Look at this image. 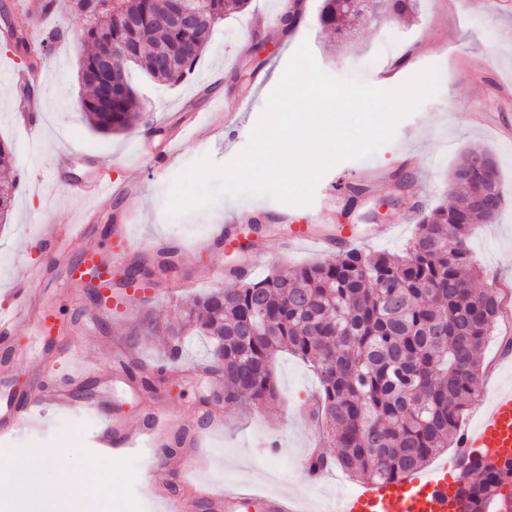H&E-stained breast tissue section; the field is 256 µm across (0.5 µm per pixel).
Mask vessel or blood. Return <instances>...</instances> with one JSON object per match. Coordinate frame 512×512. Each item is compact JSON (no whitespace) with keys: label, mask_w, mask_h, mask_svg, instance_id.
<instances>
[{"label":"vessel or blood","mask_w":512,"mask_h":512,"mask_svg":"<svg viewBox=\"0 0 512 512\" xmlns=\"http://www.w3.org/2000/svg\"><path fill=\"white\" fill-rule=\"evenodd\" d=\"M93 210L86 209L77 223L62 227L49 226L41 235L44 245L56 248L58 242L70 239L85 241L82 261L98 267V285L102 293L104 311L123 308L144 296L149 285L133 282L120 296H111L109 269L102 265L97 248L89 246ZM134 219L113 232L111 257L124 255L137 245ZM289 247L307 245L320 251L333 247L334 242L313 234L307 225H296L288 242ZM37 270L20 266L13 290L12 304L0 308V345L11 347L20 322L34 326L38 335L52 337L57 331L54 319L41 310L37 297L28 295L24 285L36 278ZM31 387L24 399L0 409V438H11L32 426L38 413L52 410L66 412L76 408L101 415L102 422L96 432L95 442L99 454L111 455L118 451H145L158 457L163 467L177 466L184 490L201 492L212 503L222 506L224 512H300L296 499L288 494H260L250 484L243 483L229 488L204 480L199 475L198 450L209 434L223 430L221 416L207 417L203 428L190 427L178 430L162 411H155L142 426H134L122 413L102 416L98 404L76 401L66 392L50 391L46 383L50 378L47 359H39L29 372ZM463 457H484L502 465H512V389L500 388L490 395V402L472 427L463 429L458 436ZM455 466H442L438 470L414 474L406 478L385 482L366 483L336 498L330 512H457L454 478Z\"/></svg>","instance_id":"b4317fda"}]
</instances>
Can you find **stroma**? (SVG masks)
<instances>
[{
	"label": "stroma",
	"instance_id": "35a3bbf8",
	"mask_svg": "<svg viewBox=\"0 0 512 512\" xmlns=\"http://www.w3.org/2000/svg\"><path fill=\"white\" fill-rule=\"evenodd\" d=\"M58 3L57 11L38 18L36 25L67 32L72 45L39 62L43 82L34 109L42 119L38 134L30 135L16 122L15 100H0V139L11 143L15 155L8 176L20 181L13 209L0 222V305L12 299L20 264L46 265L39 238L44 229L41 217L50 215L58 225L75 222L80 205L69 194L72 185L100 178L127 183V196L97 201L98 217L89 242L66 244L63 261L48 267L44 277L29 285L42 296L65 336H72L82 319L94 328L82 357L95 370L75 385L80 401L108 402L110 410L126 413L135 422L156 408L177 420L200 418L210 412L207 400L220 389L215 379L196 376V365L207 350L205 337H192L184 362L167 367L155 391L146 392L126 386L125 376L118 373V355L125 350L130 317L150 310L162 320L172 300L187 301L232 287L233 277L216 275L219 267L249 265L253 277L259 278L282 265L323 261V254L306 246L282 252V242L298 224L333 235L345 227L363 233L372 227L371 216L378 210L382 223L398 225L399 235L391 241L366 242V250H399L420 220L412 212L414 205L429 209L454 198L449 174L459 155L472 146L486 148L497 157L503 184L512 193V0H504L499 7L493 0H416L409 19L365 24L350 47L338 44L335 34L318 24L321 0H303V20L284 40L277 39L275 30L249 27L258 14L280 15L283 0H251L246 12L227 16L215 27L192 75L178 85L152 81L140 69H132L131 83L150 124L120 134L96 132L85 120L78 64L85 51L79 34L87 19L69 0ZM390 38L397 41V50L381 54V43ZM304 42L327 74L382 89L395 88L426 67H437V92L402 119L392 138L371 156L346 160L328 170L309 205H289L265 195L224 194L209 205L170 217L167 208L176 177L203 157L221 164L246 147L267 97ZM253 56L260 57L262 68L237 82L236 73ZM185 100L193 111L207 117L186 135L178 129ZM172 141L179 150L177 166L159 172L138 160L139 145L160 154ZM60 149L69 153L67 179L57 184L26 182L27 170L48 173ZM346 183L368 187L351 208L339 190ZM383 199L389 200L388 208H380ZM132 205L137 208V233L146 244L130 250L129 258L150 255L163 246L175 247L178 271L174 280L181 286L173 290L170 280L160 279L149 297L120 312L104 314L92 291L71 280V268L81 261L84 245L108 246L113 228L124 223ZM239 211L261 218L259 246L246 254L235 250L217 255L203 249L201 243L212 229ZM470 246L482 272L481 286L497 280L512 289V202L496 223L478 226ZM506 335L512 337V318L498 326L481 353L489 366L484 381L492 389L512 385V361L500 360ZM16 342L19 356L9 369V386L0 385V403L19 398L27 363L45 353L44 340L29 325L19 326ZM273 370L278 390L273 403L256 408L243 399L223 405L224 433L208 443L203 476L227 486L249 483L261 492H285L300 502L304 512H322L358 481L342 473L328 475L319 483L309 479L302 466L307 449H331L304 412L305 404L315 402L319 383L308 364L288 354L275 359ZM97 424V417L79 411L48 414L36 429L0 443V512L17 509L6 462L50 447L62 449L61 459L72 469L93 463L120 475L108 491L90 487L58 494L50 504L52 512H160L139 478L140 472L150 469V460L139 454L99 457L93 443Z\"/></svg>",
	"mask_w": 512,
	"mask_h": 512
}]
</instances>
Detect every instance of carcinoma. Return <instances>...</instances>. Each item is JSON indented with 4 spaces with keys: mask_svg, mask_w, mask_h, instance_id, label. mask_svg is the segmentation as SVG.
Masks as SVG:
<instances>
[{
    "mask_svg": "<svg viewBox=\"0 0 512 512\" xmlns=\"http://www.w3.org/2000/svg\"><path fill=\"white\" fill-rule=\"evenodd\" d=\"M88 18L81 41V100L91 127L122 133L143 120L129 82L138 66L154 80L179 83L207 48L212 29L249 0H206L198 27L190 32L165 28L168 0H72ZM413 10L412 0H373L361 8L347 0H323L322 27L352 43L354 26ZM139 22L132 26L128 18ZM302 20L298 9L280 18L284 36ZM122 43L132 59H118L119 91L106 96L97 77L98 55ZM11 42L30 53L26 26L12 27ZM481 168L466 172L474 161ZM464 193L425 213L414 236L399 253L349 250L336 259L279 267L259 279L238 278L235 288L218 289L172 304L174 315L161 322L145 312L128 327L129 354L146 330L163 338L167 359L181 357L187 337L205 336L210 349L201 365L221 372L224 399L247 397L259 408L277 397L272 362L279 352L312 364L320 382L318 422L336 465L353 476L381 482L421 470L456 438L459 418L476 395L483 368L480 353L504 318L497 289L474 293L481 273L468 241L476 224L491 223L506 206L500 166L479 148L465 150L450 173ZM16 182L0 183V219L8 216ZM175 269L174 253L160 249L127 268V278L151 282ZM145 389L154 388L155 370L136 360L127 367ZM506 469L468 459L458 475L461 512H512Z\"/></svg>",
    "mask_w": 512,
    "mask_h": 512,
    "instance_id": "1",
    "label": "carcinoma"
}]
</instances>
